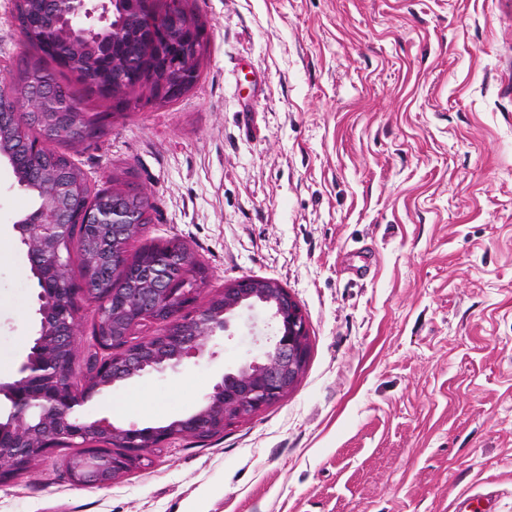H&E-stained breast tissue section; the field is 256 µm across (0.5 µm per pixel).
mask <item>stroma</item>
<instances>
[{"label":"stroma","mask_w":512,"mask_h":512,"mask_svg":"<svg viewBox=\"0 0 512 512\" xmlns=\"http://www.w3.org/2000/svg\"><path fill=\"white\" fill-rule=\"evenodd\" d=\"M210 55L179 101L74 153L91 188L148 195L130 247L179 237L201 298L278 280L310 356L282 401L150 449L106 489L68 449L0 484V512H512V0H197ZM24 50L0 0V71ZM0 158V379L40 324ZM243 312L216 357L78 407L138 427L192 412L272 330ZM148 393L152 402L137 400Z\"/></svg>","instance_id":"stroma-1"}]
</instances>
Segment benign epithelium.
I'll use <instances>...</instances> for the list:
<instances>
[{"label":"benign epithelium","mask_w":512,"mask_h":512,"mask_svg":"<svg viewBox=\"0 0 512 512\" xmlns=\"http://www.w3.org/2000/svg\"><path fill=\"white\" fill-rule=\"evenodd\" d=\"M47 95H60L42 82L26 103L33 110ZM54 202L43 213L30 212L15 229L26 247L37 279L40 328L31 349L10 380L0 381V397L9 404L0 414V482L27 471L56 448H78L68 460V475L78 487L107 488L141 465L144 452L182 437L204 440L224 431L232 419L245 418L278 402L298 384L309 349L306 317L288 289L272 278H241L224 285V305L197 304L194 289L178 283L192 254L178 249H147L137 262L140 277L125 288H99L87 276L59 277L73 270L79 255L66 250L73 226L80 224L68 199L72 187L52 186ZM97 239L110 244L91 264L103 279L128 265L129 244L141 231L138 213L107 202L90 225ZM96 307L94 355L86 374L75 379L71 354L80 340L82 305ZM269 315L273 344L260 358L247 359L225 372L191 414L143 430L106 419L81 421L76 407L101 390L147 372L177 369L186 359L205 355L209 341L228 330L239 311ZM150 323L159 329L139 341L133 332Z\"/></svg>","instance_id":"7a95c632"}]
</instances>
